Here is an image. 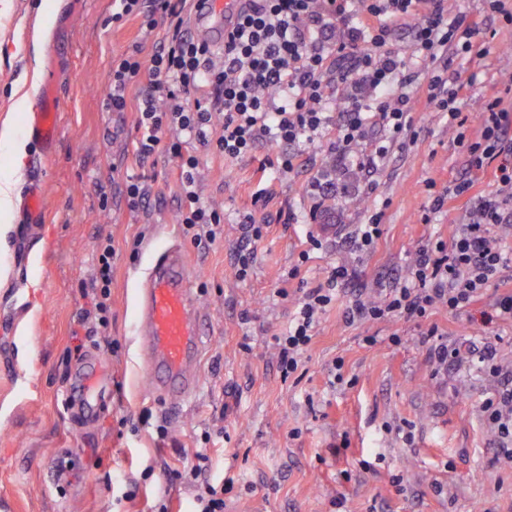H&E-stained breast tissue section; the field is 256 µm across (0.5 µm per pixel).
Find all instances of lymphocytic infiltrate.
<instances>
[{
    "instance_id": "f902f5d3",
    "label": "lymphocytic infiltrate",
    "mask_w": 512,
    "mask_h": 512,
    "mask_svg": "<svg viewBox=\"0 0 512 512\" xmlns=\"http://www.w3.org/2000/svg\"><path fill=\"white\" fill-rule=\"evenodd\" d=\"M111 17L120 26L141 17V39L132 52L112 63L107 107L135 109L141 137L137 154L148 160L169 132V150L179 160L183 224L205 228L215 238L224 211L203 204L197 192L198 160L185 153L191 140L213 143L229 159L252 153L265 142L314 141L330 120L329 104H343L344 120L330 149L346 154L363 142L371 128L385 138L375 148L385 159L392 148L412 142L413 89L427 82L430 101L448 115V125L466 158L468 175L436 195L430 212L465 198L464 216L449 240L422 239L410 276L386 289L381 301L355 298L347 323L385 320L397 314L428 318L442 307L459 316L498 288L500 273L511 262L501 230L512 224V110L498 96L480 99L479 113L467 110L463 87L449 84V55L483 63L488 51L475 38L483 18L447 0H245L235 30L222 47L186 35L189 0H120ZM170 21L169 36L149 45L156 16ZM407 30V55L389 47L395 30ZM149 61H142V53ZM137 98H129L132 86ZM495 166L497 188L477 192L488 166ZM85 318L107 326L112 282V249L104 247ZM351 272L334 267L327 287L308 289L299 298L287 332L277 337L278 365L293 374L310 346L321 315L336 300ZM479 411L497 439L499 455L512 458V386L482 400ZM188 481L194 487L195 512H224V487L206 475L207 454L197 456Z\"/></svg>"
}]
</instances>
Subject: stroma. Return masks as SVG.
Segmentation results:
<instances>
[{"mask_svg":"<svg viewBox=\"0 0 512 512\" xmlns=\"http://www.w3.org/2000/svg\"><path fill=\"white\" fill-rule=\"evenodd\" d=\"M0 10V122L24 141L20 192L39 179L47 211L39 235L15 219L0 247V512H192L193 495L175 470L209 456L207 475L224 482V512H512V462L495 458V437L478 405L499 383L477 363L434 371L421 334L439 327L461 351L493 342L512 367V321L483 326L478 316L451 317L436 308L428 322L406 318L346 323L356 294L409 274L418 241L448 239L461 202L429 214L432 197L465 176L456 133L420 87L413 114L416 141L393 149L383 164L362 169L330 157L328 127L311 143H264L224 158L213 147H190L199 162L204 203L223 207L224 230L202 239L180 222L178 161L160 142L147 162L135 154L140 133L133 111L106 107L114 59L131 52L140 21L107 25L117 0H9ZM53 14L40 71L27 48L38 13ZM490 70L457 56L449 79L477 75L485 94L512 96V25L489 17ZM55 78L61 101L58 137L49 155L31 140V110L13 109L22 83ZM294 168L260 173L282 153ZM145 182L143 207L130 211L124 181ZM325 185L323 196L312 184ZM348 192H341V185ZM266 190L256 199L258 190ZM322 203L320 223L310 210ZM384 208L375 251L357 255L347 238L370 210ZM263 226L252 242L246 278L237 275L240 223ZM429 223H422V216ZM333 225L323 234L320 224ZM321 246H313L312 233ZM112 244L107 327L80 320L83 291L102 243ZM179 248L193 272L202 337L197 389L174 404L147 387L135 290L155 257ZM345 265L352 281L322 314L296 373L283 377L275 338L283 334L303 291L326 286ZM376 337L368 345L366 337ZM343 360L335 370V360ZM112 372L111 384L85 408L77 376L86 366ZM342 382H335V373ZM412 430L406 442L404 430ZM135 491L133 501L122 494ZM343 508H335V499Z\"/></svg>","mask_w":512,"mask_h":512,"instance_id":"stroma-1","label":"stroma"}]
</instances>
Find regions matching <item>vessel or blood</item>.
<instances>
[{"label":"vessel or blood","mask_w":512,"mask_h":512,"mask_svg":"<svg viewBox=\"0 0 512 512\" xmlns=\"http://www.w3.org/2000/svg\"><path fill=\"white\" fill-rule=\"evenodd\" d=\"M242 0H203L198 15L223 21L225 29L236 24ZM60 110L54 81L43 87L28 132L44 150L56 142ZM44 211L40 182L29 186L23 207L27 223L38 224ZM190 273L185 256L177 251L160 256L149 269L138 296L137 321L146 348V376L150 390L185 401L196 385L195 367L202 344L198 331L199 307L189 286Z\"/></svg>","instance_id":"1"}]
</instances>
